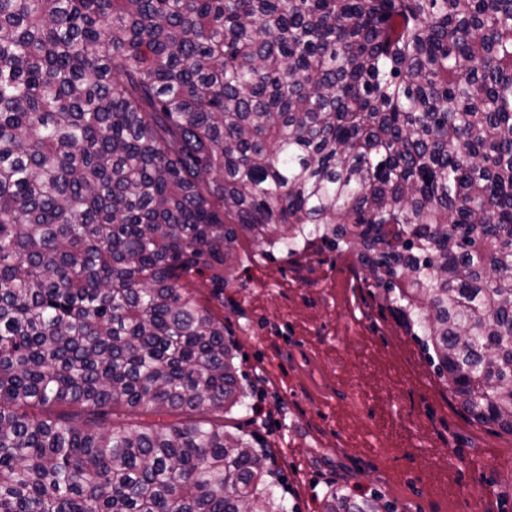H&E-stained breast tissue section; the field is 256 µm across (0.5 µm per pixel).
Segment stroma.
Here are the masks:
<instances>
[{"label": "stroma", "instance_id": "35a3bbf8", "mask_svg": "<svg viewBox=\"0 0 512 512\" xmlns=\"http://www.w3.org/2000/svg\"><path fill=\"white\" fill-rule=\"evenodd\" d=\"M224 287L245 396L231 423L261 437L286 512L341 492L392 512H512V436L472 421L375 288L337 251L248 246Z\"/></svg>", "mask_w": 512, "mask_h": 512}]
</instances>
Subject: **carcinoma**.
<instances>
[{
  "label": "carcinoma",
  "instance_id": "1",
  "mask_svg": "<svg viewBox=\"0 0 512 512\" xmlns=\"http://www.w3.org/2000/svg\"><path fill=\"white\" fill-rule=\"evenodd\" d=\"M298 238L512 435V0H0V512H284L216 308Z\"/></svg>",
  "mask_w": 512,
  "mask_h": 512
}]
</instances>
